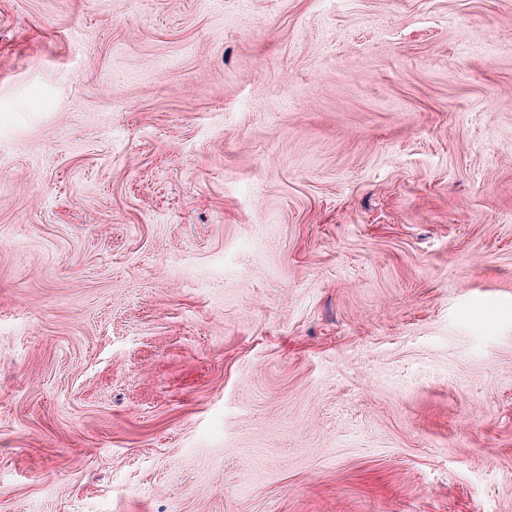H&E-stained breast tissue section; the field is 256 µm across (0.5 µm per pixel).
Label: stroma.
Here are the masks:
<instances>
[{"label": "stroma", "instance_id": "35a3bbf8", "mask_svg": "<svg viewBox=\"0 0 512 512\" xmlns=\"http://www.w3.org/2000/svg\"><path fill=\"white\" fill-rule=\"evenodd\" d=\"M0 512H512V0H0Z\"/></svg>", "mask_w": 512, "mask_h": 512}]
</instances>
